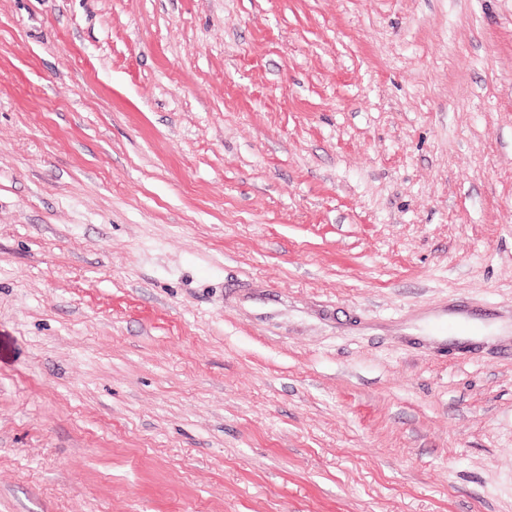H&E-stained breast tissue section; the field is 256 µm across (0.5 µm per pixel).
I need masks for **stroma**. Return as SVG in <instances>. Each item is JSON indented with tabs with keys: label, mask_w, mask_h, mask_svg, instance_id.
I'll use <instances>...</instances> for the list:
<instances>
[{
	"label": "stroma",
	"mask_w": 512,
	"mask_h": 512,
	"mask_svg": "<svg viewBox=\"0 0 512 512\" xmlns=\"http://www.w3.org/2000/svg\"><path fill=\"white\" fill-rule=\"evenodd\" d=\"M0 512H512V0H0Z\"/></svg>",
	"instance_id": "obj_1"
}]
</instances>
